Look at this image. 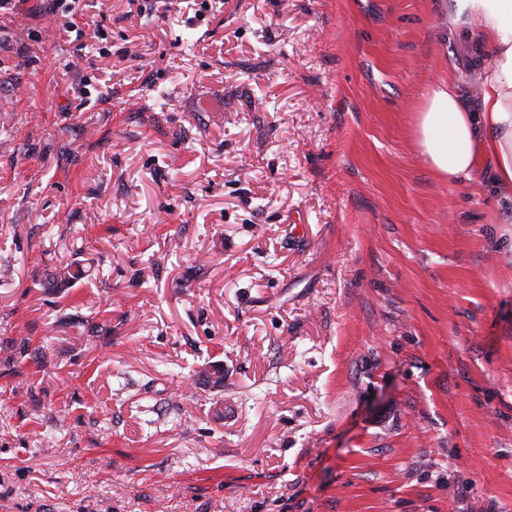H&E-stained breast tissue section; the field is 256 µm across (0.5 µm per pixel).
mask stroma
Listing matches in <instances>:
<instances>
[{
    "instance_id": "stroma-1",
    "label": "stroma",
    "mask_w": 512,
    "mask_h": 512,
    "mask_svg": "<svg viewBox=\"0 0 512 512\" xmlns=\"http://www.w3.org/2000/svg\"><path fill=\"white\" fill-rule=\"evenodd\" d=\"M138 2L0 8V512H512V224L413 139L489 48Z\"/></svg>"
}]
</instances>
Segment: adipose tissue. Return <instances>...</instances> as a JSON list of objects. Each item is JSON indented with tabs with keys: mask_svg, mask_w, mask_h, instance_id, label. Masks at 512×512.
Instances as JSON below:
<instances>
[{
	"mask_svg": "<svg viewBox=\"0 0 512 512\" xmlns=\"http://www.w3.org/2000/svg\"><path fill=\"white\" fill-rule=\"evenodd\" d=\"M469 29L492 53L466 98L454 82H437L417 117L414 137L433 171L457 185L479 160L512 203V0H448V32Z\"/></svg>",
	"mask_w": 512,
	"mask_h": 512,
	"instance_id": "ef3b65f1",
	"label": "adipose tissue"
}]
</instances>
